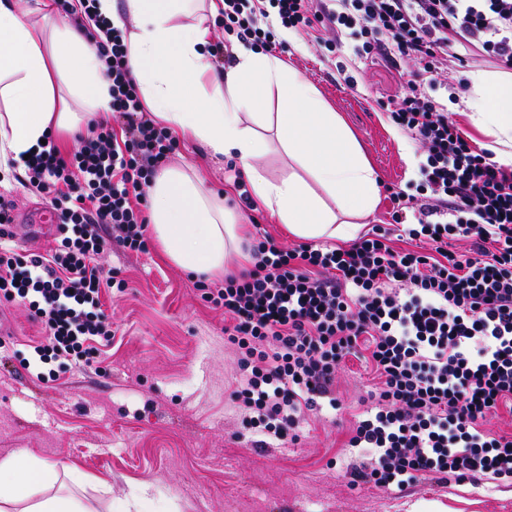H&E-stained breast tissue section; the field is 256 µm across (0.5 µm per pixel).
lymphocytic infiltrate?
Listing matches in <instances>:
<instances>
[{
	"mask_svg": "<svg viewBox=\"0 0 512 512\" xmlns=\"http://www.w3.org/2000/svg\"><path fill=\"white\" fill-rule=\"evenodd\" d=\"M96 2L53 0L91 30L124 128L93 123L70 156L50 140L24 162L26 182L62 220L55 249L20 253L0 238V296L27 303L41 326L35 354L64 365L87 362L91 343H111L102 290L115 282L99 258L113 243L147 252V187L178 148L130 76L124 31ZM272 14L288 27L355 30L366 57L418 63L390 118L426 165L418 195L391 193L414 211L417 249L395 250L379 229L336 248H290L264 233L249 244L250 268L205 285L240 353L236 395L258 447L285 442L320 400L337 406L336 371L352 355L377 383L347 441L370 452L348 465L351 483L386 491L427 477L512 481V434L486 427L499 411L512 414V165L469 143L427 93L447 83L460 45L512 70V0H224V38L208 47L215 63H229L237 44L272 50L263 27Z\"/></svg>",
	"mask_w": 512,
	"mask_h": 512,
	"instance_id": "obj_1",
	"label": "lymphocytic infiltrate"
}]
</instances>
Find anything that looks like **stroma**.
<instances>
[{
	"label": "stroma",
	"instance_id": "obj_1",
	"mask_svg": "<svg viewBox=\"0 0 512 512\" xmlns=\"http://www.w3.org/2000/svg\"><path fill=\"white\" fill-rule=\"evenodd\" d=\"M278 58L317 88L356 136L379 186L416 194L426 156L389 118L387 102L399 95L401 69L382 58H362L359 36L321 24L287 28L268 18ZM466 66L453 67L448 82L431 89L474 145L495 139L472 121L453 87L470 85L479 71H493L474 48ZM353 77L346 85L345 77ZM227 158L214 157L183 138L169 166H191L217 191L233 192ZM0 196L15 206L18 248L45 252L28 234L31 211L42 199L16 179L0 182ZM101 264L118 271L125 287L104 295L112 318V349L89 366L70 370L40 362L29 346L40 327L21 302L0 301L13 340L0 347V458L18 451L47 464L77 465L93 482L84 495H99L108 482L116 506L148 497L153 512H408L438 501L450 512H512V482L422 480L384 492L350 486L344 476V444L357 401L373 375L357 358L336 372L344 408L311 415L297 444L257 448L233 398L239 354L224 334V311L198 290L197 277L161 258L157 247L134 253L112 247Z\"/></svg>",
	"mask_w": 512,
	"mask_h": 512
}]
</instances>
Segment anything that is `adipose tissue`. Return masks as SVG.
Instances as JSON below:
<instances>
[{
    "label": "adipose tissue",
    "instance_id": "1",
    "mask_svg": "<svg viewBox=\"0 0 512 512\" xmlns=\"http://www.w3.org/2000/svg\"><path fill=\"white\" fill-rule=\"evenodd\" d=\"M132 77L155 118L214 155L239 161L260 206L291 237L354 240L379 201L374 170L353 133L296 69L269 55L239 50L215 70L203 52L210 29L195 18L197 0H127ZM276 109L263 111L268 94ZM110 101L94 45L64 26L52 35L0 0V163L39 150L46 136L73 132ZM80 111H72V104ZM496 139V159L512 164V81L477 73L468 102ZM276 142L295 165L267 178L256 160ZM150 229L164 256L201 277L223 273L239 253V224L220 193L169 168L150 186ZM86 482L74 466L38 461L22 451L0 460V512H112L84 502Z\"/></svg>",
    "mask_w": 512,
    "mask_h": 512
}]
</instances>
